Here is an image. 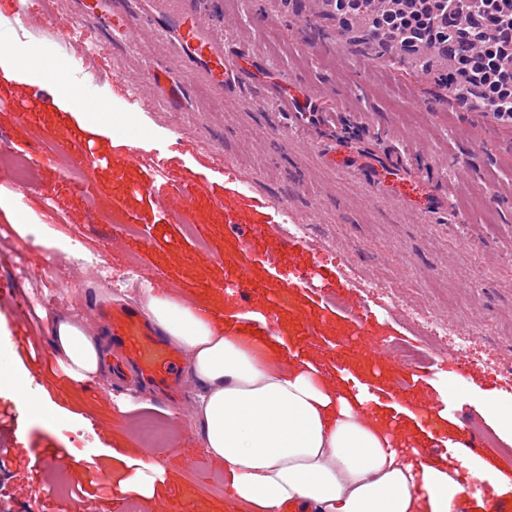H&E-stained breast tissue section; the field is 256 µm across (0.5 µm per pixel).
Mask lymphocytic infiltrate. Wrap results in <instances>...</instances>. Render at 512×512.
Returning a JSON list of instances; mask_svg holds the SVG:
<instances>
[{"label":"lymphocytic infiltrate","instance_id":"obj_1","mask_svg":"<svg viewBox=\"0 0 512 512\" xmlns=\"http://www.w3.org/2000/svg\"><path fill=\"white\" fill-rule=\"evenodd\" d=\"M340 26L370 14L376 32L390 29L408 54L430 46L450 62L448 87L476 97L484 111L512 121V0H410L370 12L368 0H333Z\"/></svg>","mask_w":512,"mask_h":512}]
</instances>
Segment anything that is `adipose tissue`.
Here are the masks:
<instances>
[{
	"instance_id": "adipose-tissue-1",
	"label": "adipose tissue",
	"mask_w": 512,
	"mask_h": 512,
	"mask_svg": "<svg viewBox=\"0 0 512 512\" xmlns=\"http://www.w3.org/2000/svg\"><path fill=\"white\" fill-rule=\"evenodd\" d=\"M153 320L192 355L204 389L196 404L207 454L222 462L235 498L257 512H449L454 472L404 458L348 397L299 365L286 367L236 336L217 332L185 303L153 298ZM53 344L79 380L104 364L83 327L62 319Z\"/></svg>"
}]
</instances>
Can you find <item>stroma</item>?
Wrapping results in <instances>:
<instances>
[{
	"instance_id": "obj_1",
	"label": "stroma",
	"mask_w": 512,
	"mask_h": 512,
	"mask_svg": "<svg viewBox=\"0 0 512 512\" xmlns=\"http://www.w3.org/2000/svg\"><path fill=\"white\" fill-rule=\"evenodd\" d=\"M158 4L210 15L225 47L268 71L230 92L187 69L157 30L129 40L125 14L147 20ZM34 17L21 35L0 26V149L33 177L16 186L0 163V410L21 422L0 437V512H242L204 450L196 375L171 402L146 383L117 385L108 367L84 381L57 371L55 317L103 337L96 306L147 305L159 276L167 298L216 329L307 364L348 396L366 389L365 414L395 447L457 470L460 512H512V439L486 415L512 405V137L439 86L445 66L426 71L353 42L323 0H36ZM65 21L81 42L57 41ZM90 45L70 80L65 56ZM152 67L179 99L146 82ZM270 82L318 88L337 112V140L408 152L438 176H389L377 188L326 165L324 137L290 129ZM159 152L171 190L185 195L177 212L150 192ZM434 193L451 196L462 223L424 219ZM288 222L307 230L285 232ZM404 307L454 318L469 350L429 345ZM391 344L423 363L395 359ZM18 380L37 412L18 401ZM29 448L61 456L43 468ZM463 453L495 468L499 489L458 469Z\"/></svg>"
}]
</instances>
